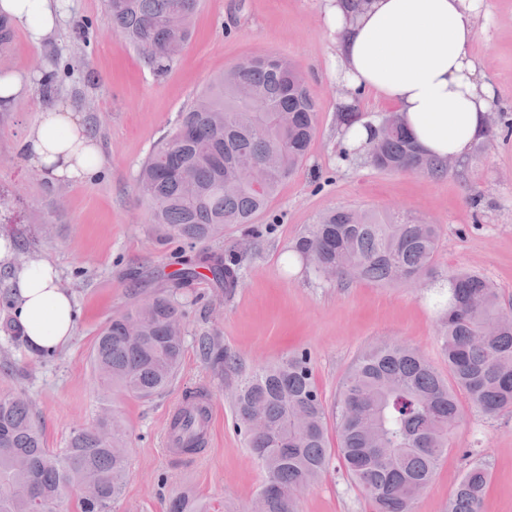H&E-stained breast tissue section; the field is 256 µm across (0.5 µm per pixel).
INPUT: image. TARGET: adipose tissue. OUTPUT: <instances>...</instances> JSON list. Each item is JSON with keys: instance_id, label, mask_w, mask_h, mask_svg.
I'll list each match as a JSON object with an SVG mask.
<instances>
[{"instance_id": "adipose-tissue-1", "label": "adipose tissue", "mask_w": 512, "mask_h": 512, "mask_svg": "<svg viewBox=\"0 0 512 512\" xmlns=\"http://www.w3.org/2000/svg\"><path fill=\"white\" fill-rule=\"evenodd\" d=\"M66 0H0V14L38 46L57 29ZM481 0H325L332 74L350 90L375 93L400 116L428 156L461 159L488 131L496 106L470 46ZM28 164L52 182L76 183L101 167L100 145L76 106L43 108L19 144ZM13 317L30 347L53 353L75 334L77 312L55 267L14 268Z\"/></svg>"}]
</instances>
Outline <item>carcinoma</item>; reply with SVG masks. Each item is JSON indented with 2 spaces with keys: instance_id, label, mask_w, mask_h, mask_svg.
<instances>
[{
  "instance_id": "obj_1",
  "label": "carcinoma",
  "mask_w": 512,
  "mask_h": 512,
  "mask_svg": "<svg viewBox=\"0 0 512 512\" xmlns=\"http://www.w3.org/2000/svg\"><path fill=\"white\" fill-rule=\"evenodd\" d=\"M198 7L199 0H106L105 18L162 75L180 55L173 46L191 39ZM316 112L303 77L288 61L256 56L233 66L194 99L142 165L137 189L152 223L165 237L191 245L223 237L230 224L253 223L305 160ZM367 156L380 171L447 172L402 128L386 140L373 137ZM270 159L261 188L238 178L242 168ZM438 237L435 224L340 209L309 225L294 252L316 273L334 268L340 281L419 283L434 274ZM203 269L227 294L240 285L239 267L219 254L186 262L179 276L194 280ZM446 282L448 291L437 294L436 304L444 309L440 335L448 377L416 349L384 342L362 353L341 383L337 452L372 512H414L465 408L489 418L512 413V305L478 272H451ZM185 343L182 305L156 294L107 323L92 352L94 371L108 388L150 398L176 376ZM200 344L215 369L236 378V423L265 472L256 494L261 509L299 512L301 493L332 459L310 357L290 356L244 374L217 339L204 337ZM187 397L173 427L188 431L183 444L195 452L202 450L204 423L195 397ZM121 447H127L126 428L114 413L110 423L100 415L93 426L73 430L65 447L47 448L27 398L0 393V512H60L62 493L72 486L95 490L79 499L77 512H114L129 466ZM491 480L487 463L470 462L445 512H483ZM165 512L212 507L178 494Z\"/></svg>"
}]
</instances>
